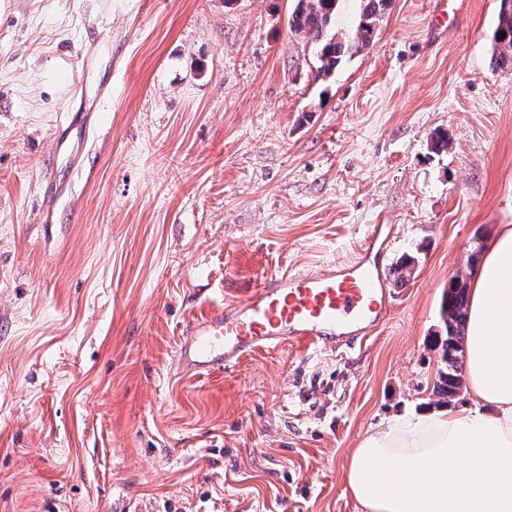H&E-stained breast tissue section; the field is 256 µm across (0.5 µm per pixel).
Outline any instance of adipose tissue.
<instances>
[{
	"label": "adipose tissue",
	"instance_id": "adipose-tissue-1",
	"mask_svg": "<svg viewBox=\"0 0 512 512\" xmlns=\"http://www.w3.org/2000/svg\"><path fill=\"white\" fill-rule=\"evenodd\" d=\"M468 404L367 435L344 480L360 512H512V224L470 292Z\"/></svg>",
	"mask_w": 512,
	"mask_h": 512
}]
</instances>
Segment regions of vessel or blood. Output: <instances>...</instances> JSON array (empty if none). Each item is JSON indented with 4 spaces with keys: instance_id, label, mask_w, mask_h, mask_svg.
Wrapping results in <instances>:
<instances>
[{
    "instance_id": "obj_1",
    "label": "vessel or blood",
    "mask_w": 512,
    "mask_h": 512,
    "mask_svg": "<svg viewBox=\"0 0 512 512\" xmlns=\"http://www.w3.org/2000/svg\"><path fill=\"white\" fill-rule=\"evenodd\" d=\"M368 255L364 249L314 272L271 275L239 304L213 310L191 338L199 367H225L292 342L333 350L364 340L388 319L393 298Z\"/></svg>"
}]
</instances>
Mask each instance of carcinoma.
Listing matches in <instances>:
<instances>
[{"mask_svg":"<svg viewBox=\"0 0 512 512\" xmlns=\"http://www.w3.org/2000/svg\"><path fill=\"white\" fill-rule=\"evenodd\" d=\"M289 17L290 29L313 42L318 61L317 77L330 76L341 62L370 46L377 34L378 24L391 0H360L361 12L355 31L344 33L336 28L340 0H294ZM497 64H512V0H499L497 27L494 32ZM467 276L449 284L441 305V321L446 338L441 342V360L435 394L441 402L449 403L461 392L457 363L462 354L463 329L467 320Z\"/></svg>","mask_w":512,"mask_h":512,"instance_id":"1","label":"carcinoma"}]
</instances>
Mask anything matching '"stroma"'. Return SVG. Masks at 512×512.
<instances>
[{"instance_id":"35a3bbf8","label":"stroma","mask_w":512,"mask_h":512,"mask_svg":"<svg viewBox=\"0 0 512 512\" xmlns=\"http://www.w3.org/2000/svg\"><path fill=\"white\" fill-rule=\"evenodd\" d=\"M454 2L392 0L321 80L293 0H0V512H359L353 451L433 408L443 291L512 224L498 0ZM374 224L417 268L362 343L182 365Z\"/></svg>"}]
</instances>
